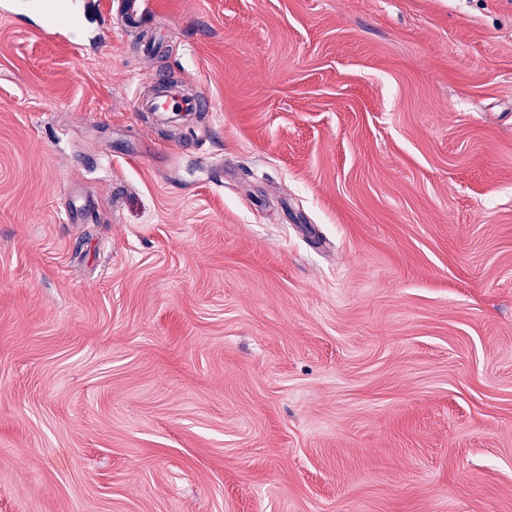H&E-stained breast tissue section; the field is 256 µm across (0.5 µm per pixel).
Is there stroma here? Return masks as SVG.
<instances>
[{"label": "stroma", "instance_id": "1", "mask_svg": "<svg viewBox=\"0 0 512 512\" xmlns=\"http://www.w3.org/2000/svg\"><path fill=\"white\" fill-rule=\"evenodd\" d=\"M148 2L0 15V512H512V0ZM138 108L146 112H173L188 115L192 112H206L207 103L201 98H188L171 85H164L158 95L138 102Z\"/></svg>", "mask_w": 512, "mask_h": 512}]
</instances>
